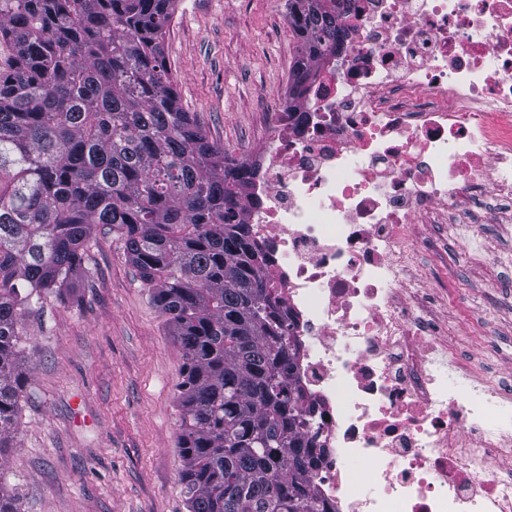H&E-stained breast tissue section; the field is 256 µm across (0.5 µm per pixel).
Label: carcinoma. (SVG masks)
Listing matches in <instances>:
<instances>
[{
  "label": "carcinoma",
  "instance_id": "cac0c4a2",
  "mask_svg": "<svg viewBox=\"0 0 512 512\" xmlns=\"http://www.w3.org/2000/svg\"><path fill=\"white\" fill-rule=\"evenodd\" d=\"M345 0H288L298 54L285 111L344 42ZM175 0H0V449L18 433L33 298L76 287L97 229L182 353L178 448L188 512H330L298 348L240 217L252 173L187 112L165 55Z\"/></svg>",
  "mask_w": 512,
  "mask_h": 512
}]
</instances>
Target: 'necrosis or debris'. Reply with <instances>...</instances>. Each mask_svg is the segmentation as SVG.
Segmentation results:
<instances>
[{
    "mask_svg": "<svg viewBox=\"0 0 512 512\" xmlns=\"http://www.w3.org/2000/svg\"><path fill=\"white\" fill-rule=\"evenodd\" d=\"M301 112L269 115L246 214L299 346L331 512H512V371L453 352L420 250L512 244V0H350Z\"/></svg>",
    "mask_w": 512,
    "mask_h": 512,
    "instance_id": "necrosis-or-debris-1",
    "label": "necrosis or debris"
}]
</instances>
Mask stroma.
I'll list each match as a JSON object with an SVG mask.
<instances>
[{
	"instance_id": "35a3bbf8",
	"label": "stroma",
	"mask_w": 512,
	"mask_h": 512,
	"mask_svg": "<svg viewBox=\"0 0 512 512\" xmlns=\"http://www.w3.org/2000/svg\"><path fill=\"white\" fill-rule=\"evenodd\" d=\"M165 53L184 108L209 139L247 159L285 103L297 39L286 0H178ZM450 234L448 321L458 357L497 327L512 297V252L464 263ZM30 378L20 430L0 457L19 512H187L174 396L181 351L118 235L98 231L76 288L49 296L24 323Z\"/></svg>"
}]
</instances>
